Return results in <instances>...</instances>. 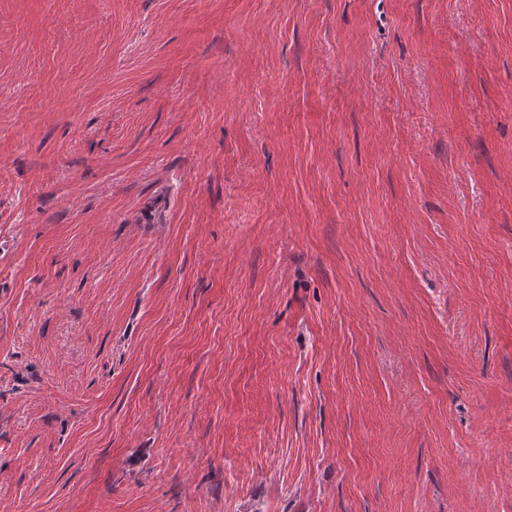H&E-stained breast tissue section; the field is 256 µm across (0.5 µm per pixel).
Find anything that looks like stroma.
Here are the masks:
<instances>
[{
	"label": "stroma",
	"mask_w": 512,
	"mask_h": 512,
	"mask_svg": "<svg viewBox=\"0 0 512 512\" xmlns=\"http://www.w3.org/2000/svg\"><path fill=\"white\" fill-rule=\"evenodd\" d=\"M0 512H512V0H0Z\"/></svg>",
	"instance_id": "stroma-1"
}]
</instances>
